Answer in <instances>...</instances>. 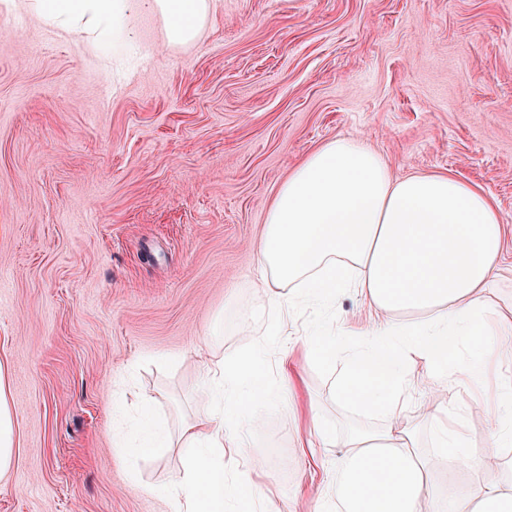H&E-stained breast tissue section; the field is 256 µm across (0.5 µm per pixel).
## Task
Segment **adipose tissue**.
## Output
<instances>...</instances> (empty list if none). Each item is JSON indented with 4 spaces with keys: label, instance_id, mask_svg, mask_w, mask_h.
Segmentation results:
<instances>
[{
    "label": "adipose tissue",
    "instance_id": "1",
    "mask_svg": "<svg viewBox=\"0 0 512 512\" xmlns=\"http://www.w3.org/2000/svg\"><path fill=\"white\" fill-rule=\"evenodd\" d=\"M166 20L169 44L192 42L209 18V0H149ZM46 22L79 33L123 37L131 0H32ZM506 226L483 190L448 172L394 178L385 158L359 138L338 136L309 153L280 185L267 209L255 248L261 277L255 313H276L267 342L285 335L291 313L306 305L328 309L338 294L354 291L371 321L359 350L336 356L335 319L302 329L307 361L337 375V396L349 407L381 418L378 432L337 439L328 421L310 410V427L298 443L342 446L336 477L311 512H419L431 496L435 512H512V478L493 477L479 487L436 482L412 436L401 430L413 388L409 354L427 359L432 383L455 391L484 385L504 356L512 357V307L501 310L485 293L500 272ZM417 313L415 322L399 320ZM457 359L449 368V359ZM205 366L208 414L186 421L178 437L141 401L136 436L113 421L112 439L131 448L126 471L139 487L136 456L172 446L190 449L184 474L168 495L170 512H251L272 501L270 484L249 471L229 472L225 456L245 453L247 436L261 426L259 401H273L265 367L250 359L212 358ZM11 379L0 365V481L17 452L10 408ZM495 423L494 445L512 447V381L486 387L479 405L440 406L431 418L441 454L480 467L486 449L472 447V416Z\"/></svg>",
    "mask_w": 512,
    "mask_h": 512
}]
</instances>
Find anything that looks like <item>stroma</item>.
Returning <instances> with one entry per match:
<instances>
[{"mask_svg":"<svg viewBox=\"0 0 512 512\" xmlns=\"http://www.w3.org/2000/svg\"><path fill=\"white\" fill-rule=\"evenodd\" d=\"M108 50L0 0V363L19 448L0 512H169L178 451L145 456L128 487L112 412L155 399L171 429L206 411L202 352L242 351L256 302L253 248L278 187L336 135L365 138L395 177L448 171L512 225V0H212L171 47L136 8ZM305 396L337 437L382 429L333 398L294 340ZM415 389L403 416L434 459ZM250 432L277 512L336 475L338 447L297 451L284 401Z\"/></svg>","mask_w":512,"mask_h":512,"instance_id":"stroma-1","label":"stroma"}]
</instances>
